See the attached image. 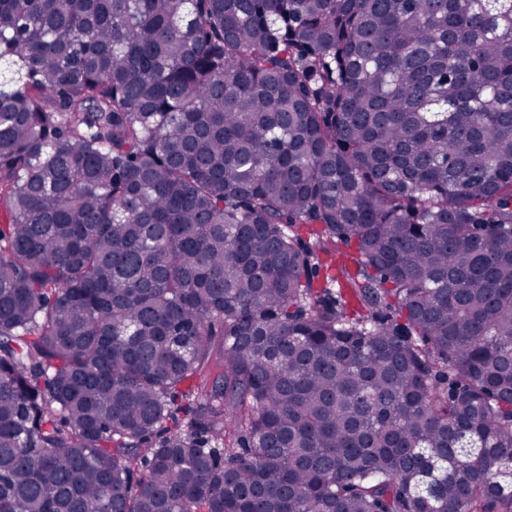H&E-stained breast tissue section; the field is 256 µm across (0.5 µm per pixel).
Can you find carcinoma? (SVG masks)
I'll return each instance as SVG.
<instances>
[{
	"mask_svg": "<svg viewBox=\"0 0 512 512\" xmlns=\"http://www.w3.org/2000/svg\"><path fill=\"white\" fill-rule=\"evenodd\" d=\"M0 512H512V0H0Z\"/></svg>",
	"mask_w": 512,
	"mask_h": 512,
	"instance_id": "cac0c4a2",
	"label": "carcinoma"
}]
</instances>
